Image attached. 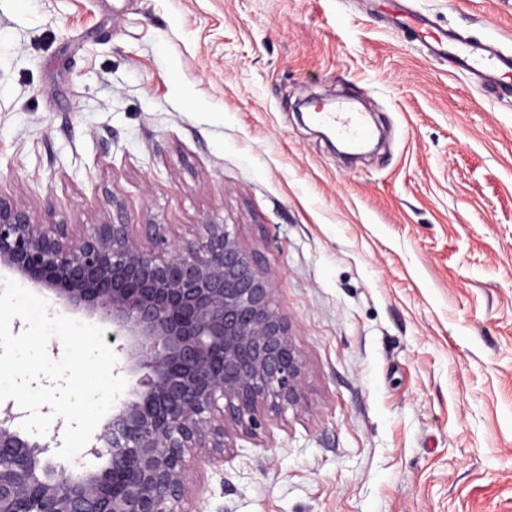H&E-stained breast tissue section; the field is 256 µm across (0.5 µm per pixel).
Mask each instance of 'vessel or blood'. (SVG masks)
I'll list each match as a JSON object with an SVG mask.
<instances>
[{
  "instance_id": "b4317fda",
  "label": "vessel or blood",
  "mask_w": 512,
  "mask_h": 512,
  "mask_svg": "<svg viewBox=\"0 0 512 512\" xmlns=\"http://www.w3.org/2000/svg\"><path fill=\"white\" fill-rule=\"evenodd\" d=\"M403 23L431 53L447 56L450 67L473 73L480 81L495 86L512 78V53L464 37L459 32L440 29L425 16L411 11L404 13ZM315 118L333 126L337 135L347 140L361 141L371 134L369 127L354 112L319 111Z\"/></svg>"
}]
</instances>
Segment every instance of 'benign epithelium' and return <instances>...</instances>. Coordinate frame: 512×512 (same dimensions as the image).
Returning a JSON list of instances; mask_svg holds the SVG:
<instances>
[{
    "label": "benign epithelium",
    "instance_id": "obj_1",
    "mask_svg": "<svg viewBox=\"0 0 512 512\" xmlns=\"http://www.w3.org/2000/svg\"><path fill=\"white\" fill-rule=\"evenodd\" d=\"M108 202L110 221L75 235L0 194V270L106 326L116 371L136 378L85 450L94 470L54 464L58 435L0 408V512H185L199 465L265 413L302 407L306 363L257 254L226 224L183 246Z\"/></svg>",
    "mask_w": 512,
    "mask_h": 512
}]
</instances>
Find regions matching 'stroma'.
<instances>
[{
  "label": "stroma",
  "mask_w": 512,
  "mask_h": 512,
  "mask_svg": "<svg viewBox=\"0 0 512 512\" xmlns=\"http://www.w3.org/2000/svg\"><path fill=\"white\" fill-rule=\"evenodd\" d=\"M405 7L512 52V0H0V193L228 225L305 357L301 409L204 466L195 512H512V97ZM313 97L376 148L337 154Z\"/></svg>",
  "instance_id": "35a3bbf8"
}]
</instances>
